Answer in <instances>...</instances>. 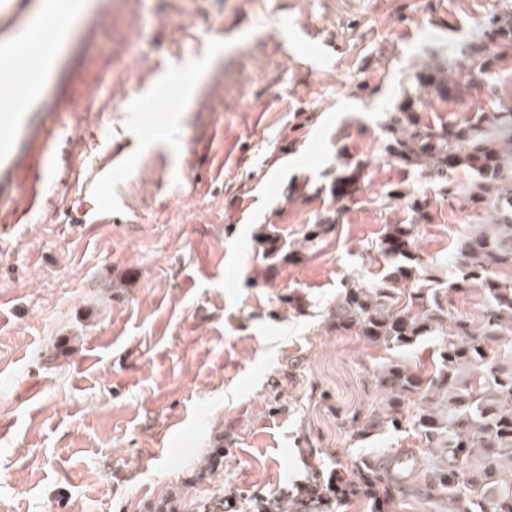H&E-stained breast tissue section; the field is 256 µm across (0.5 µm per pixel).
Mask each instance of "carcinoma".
<instances>
[{"label": "carcinoma", "instance_id": "carcinoma-1", "mask_svg": "<svg viewBox=\"0 0 512 512\" xmlns=\"http://www.w3.org/2000/svg\"><path fill=\"white\" fill-rule=\"evenodd\" d=\"M488 13L476 40L463 41L450 63H431L410 77L401 102L387 113L382 130L389 156L452 188L468 211L451 262L428 265L415 252L418 225L429 202L412 190L393 188L386 198L403 200L410 224H389L376 245L378 279L364 285L347 279L329 317L338 334L364 337L391 353L374 370L375 387L389 416L368 415L361 431L393 430L409 423L424 459L391 482V492L414 491L449 512H512V112L498 82L512 72V0ZM466 69L472 81L456 78ZM487 89L488 102L466 120L448 117V103L470 93L473 81ZM459 169L471 173L459 185L448 182ZM256 251L277 263L290 256L276 231L255 234ZM475 286L481 313H453L450 294ZM438 339L427 361L415 353ZM188 499L162 497L155 512H183ZM294 512L278 497L258 498L254 509Z\"/></svg>", "mask_w": 512, "mask_h": 512}]
</instances>
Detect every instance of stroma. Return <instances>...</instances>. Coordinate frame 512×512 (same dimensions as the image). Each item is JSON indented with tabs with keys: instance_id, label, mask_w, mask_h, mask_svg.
<instances>
[{
	"instance_id": "obj_1",
	"label": "stroma",
	"mask_w": 512,
	"mask_h": 512,
	"mask_svg": "<svg viewBox=\"0 0 512 512\" xmlns=\"http://www.w3.org/2000/svg\"><path fill=\"white\" fill-rule=\"evenodd\" d=\"M85 2L0 173V512H150L169 493L251 512L312 471L359 480L416 448L358 434L385 410L380 351L329 315L342 281L373 283L387 225L412 220L391 187L430 200L424 259L467 224L388 157L382 125L495 0ZM184 67L202 75L193 98L155 119L145 88ZM328 216L316 247L257 254L264 225L292 243Z\"/></svg>"
}]
</instances>
